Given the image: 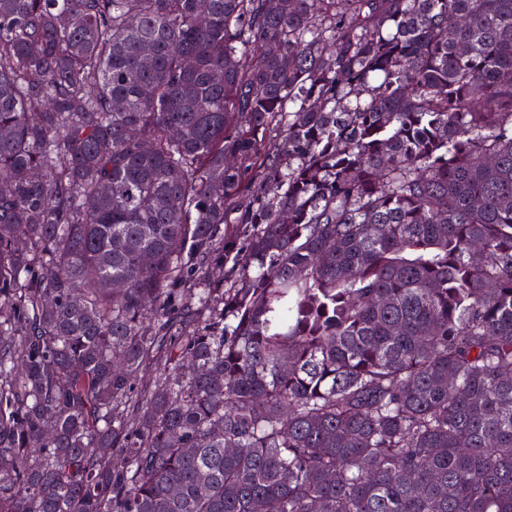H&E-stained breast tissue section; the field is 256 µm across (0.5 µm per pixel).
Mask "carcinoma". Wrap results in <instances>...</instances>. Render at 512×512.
<instances>
[{
    "label": "carcinoma",
    "instance_id": "cac0c4a2",
    "mask_svg": "<svg viewBox=\"0 0 512 512\" xmlns=\"http://www.w3.org/2000/svg\"><path fill=\"white\" fill-rule=\"evenodd\" d=\"M0 512H512V0H0Z\"/></svg>",
    "mask_w": 512,
    "mask_h": 512
}]
</instances>
